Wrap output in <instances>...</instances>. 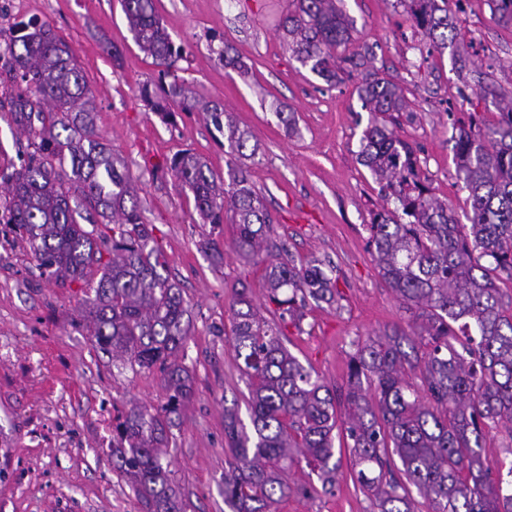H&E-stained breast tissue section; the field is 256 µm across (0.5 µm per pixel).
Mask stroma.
I'll use <instances>...</instances> for the list:
<instances>
[{
  "label": "stroma",
  "mask_w": 512,
  "mask_h": 512,
  "mask_svg": "<svg viewBox=\"0 0 512 512\" xmlns=\"http://www.w3.org/2000/svg\"><path fill=\"white\" fill-rule=\"evenodd\" d=\"M288 0H156L157 14L184 49L183 76L203 100L219 101L258 152L251 182L274 224L271 235L297 260H318L336 281L334 302L309 301L300 322L284 320L286 345L330 386L345 387L355 342L407 328L409 315L378 272L369 222L384 194L360 162L371 114L357 78L329 83L302 66L279 29ZM356 47L403 91L396 132L415 149L432 195L459 221L470 212L456 172L452 119L498 117L512 92V25L499 23L488 0H449L455 37L441 46L418 30L407 0H343ZM49 22L75 50L96 107V130L129 166L137 205L183 291L191 336L180 361L194 395L169 443L170 482L187 512H229L224 504V411L248 419L249 388L231 340L232 286L244 283L266 318H278L264 268L243 260L232 221L202 223L193 195L167 161L190 149L218 174L227 171L224 134L203 112L163 123L141 96L158 68L135 44L120 0H12L0 29L20 32ZM232 44L249 70L225 68L217 51ZM120 60H113V51ZM293 116L284 125L278 112ZM213 240L223 254L203 247ZM84 295L41 276L25 241L0 233V512H142L112 465V425L135 405L166 398L159 372L131 370L97 351L75 326ZM294 488L270 512H378L343 464L335 494L306 496L317 484L306 464L290 472Z\"/></svg>",
  "instance_id": "obj_1"
}]
</instances>
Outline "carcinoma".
<instances>
[{"label": "carcinoma", "mask_w": 512, "mask_h": 512, "mask_svg": "<svg viewBox=\"0 0 512 512\" xmlns=\"http://www.w3.org/2000/svg\"><path fill=\"white\" fill-rule=\"evenodd\" d=\"M441 1L447 2L410 0L415 25L429 37L448 28ZM290 2L281 28L302 65L328 82L338 78L340 48L364 65L338 0ZM490 3L501 22L512 23V0ZM121 6L134 42L159 67L158 91L142 90L151 110L165 123L178 110L203 111L224 126L228 180L189 150L169 160L204 223L222 224L233 212L235 249L248 262L266 264L268 298L282 313L300 318L308 300H333L336 281L322 265L273 260L285 244L270 237L273 219L239 163L251 133L221 103L200 102L178 75L183 52L160 22L155 0ZM2 54L22 87L0 99V109L28 145L24 166L0 174V224L22 234L47 281L85 288L81 317L96 350L124 357L133 370L161 373L166 403L117 417L112 463L144 512H184L165 451L193 393L189 370L177 362L191 332L181 289L161 273L164 255L134 201L129 170L96 134V107L75 50L43 22L0 44ZM218 56L226 68L246 67L227 42ZM358 90L373 116L360 161L386 200L371 218L370 246L417 332L395 328L357 344L346 388L337 390L288 351L281 325L259 314L246 286L234 288L232 341L250 388L252 430L237 412L224 411V504L233 512H264L274 496L293 492L288 471L300 455L322 492H333L341 458L332 432L342 406L356 481L379 512H415L413 487L430 512H512V492L502 477H491L484 458L486 429L512 423V313L497 285L512 281V94L499 103L497 122L472 117L452 124L457 176L471 208L464 226L431 195L416 151L395 133L401 90L374 70L364 71Z\"/></svg>", "instance_id": "carcinoma-1"}]
</instances>
